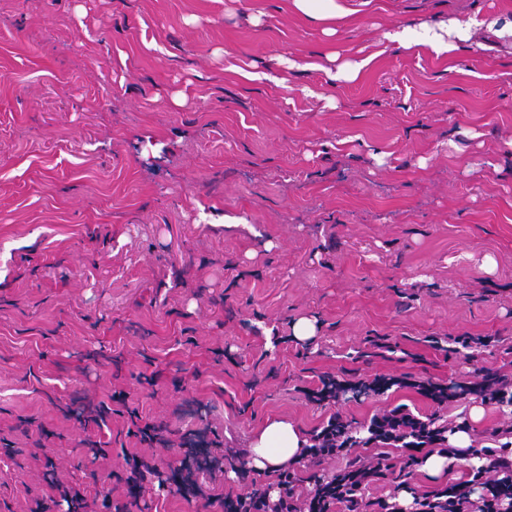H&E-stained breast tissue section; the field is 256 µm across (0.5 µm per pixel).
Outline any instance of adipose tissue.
Masks as SVG:
<instances>
[{
    "mask_svg": "<svg viewBox=\"0 0 512 512\" xmlns=\"http://www.w3.org/2000/svg\"><path fill=\"white\" fill-rule=\"evenodd\" d=\"M471 22H439L434 25H400L385 33L388 43L408 51L423 48L436 56H453L461 41L467 40ZM307 444L304 434L291 422L269 421L254 435L249 446V464L258 472L284 471L294 466L302 457Z\"/></svg>",
    "mask_w": 512,
    "mask_h": 512,
    "instance_id": "ef3b65f1",
    "label": "adipose tissue"
}]
</instances>
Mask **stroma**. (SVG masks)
I'll return each instance as SVG.
<instances>
[{
  "label": "stroma",
  "instance_id": "35a3bbf8",
  "mask_svg": "<svg viewBox=\"0 0 512 512\" xmlns=\"http://www.w3.org/2000/svg\"><path fill=\"white\" fill-rule=\"evenodd\" d=\"M484 16L512 21V0H373L332 35L290 0H0V512H82L67 490L108 493L101 512L277 501L246 455L273 418L346 426L386 467L373 503L470 480L512 441L511 403L456 393L512 382V42L382 45ZM326 378L345 389L311 400ZM398 407L472 448L429 477L370 433ZM133 409L162 442L129 435ZM128 454L159 469L133 496ZM349 462L301 459L292 502ZM375 55L361 58L359 60L347 61L337 66L335 71L325 68L324 72L330 81L337 82H355L359 79L362 72L371 64Z\"/></svg>",
  "mask_w": 512,
  "mask_h": 512
}]
</instances>
